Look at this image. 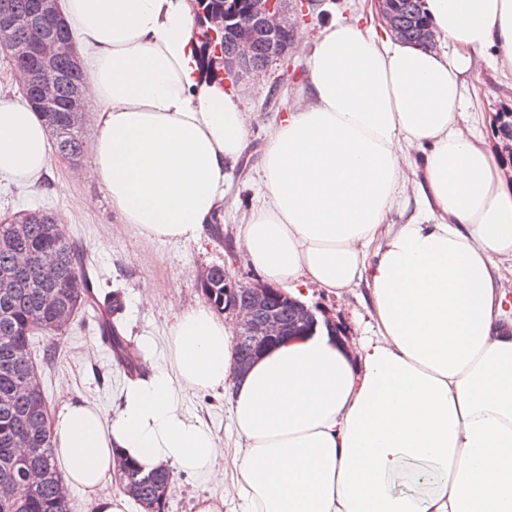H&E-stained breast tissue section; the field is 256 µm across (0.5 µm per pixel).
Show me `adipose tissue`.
<instances>
[{
    "label": "adipose tissue",
    "mask_w": 512,
    "mask_h": 512,
    "mask_svg": "<svg viewBox=\"0 0 512 512\" xmlns=\"http://www.w3.org/2000/svg\"><path fill=\"white\" fill-rule=\"evenodd\" d=\"M423 9L443 50L397 37L372 0L321 30L239 235L295 298L366 287V336L321 326L237 376L223 320L181 311L165 364L144 361L110 413L68 395L54 415L62 481L98 512L125 507L105 492L119 456L210 479L243 512H512V177L472 82L490 65L512 76V0ZM62 16L88 69L89 176L144 249L200 239L223 219L247 122L201 63L192 0H63ZM50 166L44 118L0 100V181L36 188ZM224 388L238 445L222 451L182 397Z\"/></svg>",
    "instance_id": "1"
}]
</instances>
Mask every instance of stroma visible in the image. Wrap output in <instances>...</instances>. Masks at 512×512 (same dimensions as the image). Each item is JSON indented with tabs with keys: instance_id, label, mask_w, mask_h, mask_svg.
<instances>
[{
	"instance_id": "obj_1",
	"label": "stroma",
	"mask_w": 512,
	"mask_h": 512,
	"mask_svg": "<svg viewBox=\"0 0 512 512\" xmlns=\"http://www.w3.org/2000/svg\"><path fill=\"white\" fill-rule=\"evenodd\" d=\"M362 0H318L299 28L298 49L290 73L274 65L262 81L245 80L242 86L245 109L249 113L248 143L232 179L225 188L224 224L221 235L207 233L198 242L160 243L143 249L130 225L113 211L103 191L85 169L90 156L73 161L54 156L51 173L41 191L0 182V222L20 211L52 210L67 236L75 243L82 263L92 265L97 288L120 291L126 309L118 324L121 333L146 349L153 362H162L166 329L173 311L205 305L197 280L201 271L214 264L230 266L238 281L258 282L237 245L241 224L257 202L254 179L263 146L274 125L297 102V92L305 83L309 56L315 37L326 23L356 16ZM483 95L480 108L501 113V127L494 140H503V125L512 123V80L486 69L476 77ZM155 294L153 304L141 302L143 287ZM94 323L76 316L60 336L35 337L31 354L38 368L49 412H56L64 391L94 402L102 412H111L128 380L121 365L110 354L94 347ZM185 405L200 416L226 443H233L227 397L219 392L188 395ZM173 491L168 512H194L199 497L223 500L222 512H240L238 501L225 498L222 485L181 471L173 472Z\"/></svg>"
}]
</instances>
